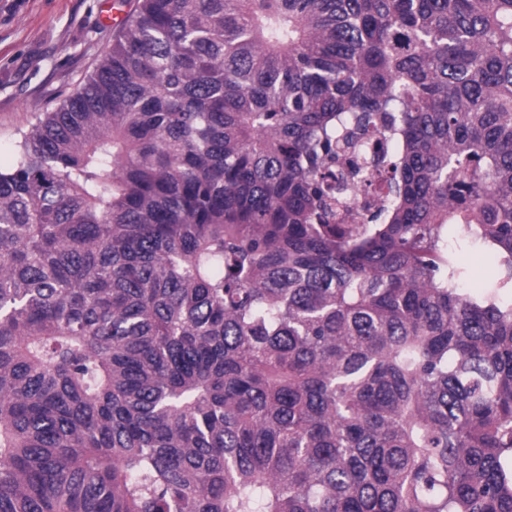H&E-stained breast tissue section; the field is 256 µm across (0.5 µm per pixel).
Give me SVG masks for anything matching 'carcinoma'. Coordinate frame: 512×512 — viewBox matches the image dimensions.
Listing matches in <instances>:
<instances>
[{"label": "carcinoma", "instance_id": "obj_1", "mask_svg": "<svg viewBox=\"0 0 512 512\" xmlns=\"http://www.w3.org/2000/svg\"><path fill=\"white\" fill-rule=\"evenodd\" d=\"M19 147L0 512H512V0H138ZM448 250L454 253L464 270L463 288L477 290L488 285L486 273L491 258L480 244L471 242L461 230H457L448 236Z\"/></svg>", "mask_w": 512, "mask_h": 512}]
</instances>
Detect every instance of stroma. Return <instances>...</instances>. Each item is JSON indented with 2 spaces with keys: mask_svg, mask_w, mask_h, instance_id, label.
<instances>
[{
  "mask_svg": "<svg viewBox=\"0 0 512 512\" xmlns=\"http://www.w3.org/2000/svg\"><path fill=\"white\" fill-rule=\"evenodd\" d=\"M104 0H0V171L17 159L23 134L41 112L79 87L117 31ZM464 270L462 285L485 288L491 263L463 232L448 238Z\"/></svg>",
  "mask_w": 512,
  "mask_h": 512,
  "instance_id": "35a3bbf8",
  "label": "stroma"
}]
</instances>
